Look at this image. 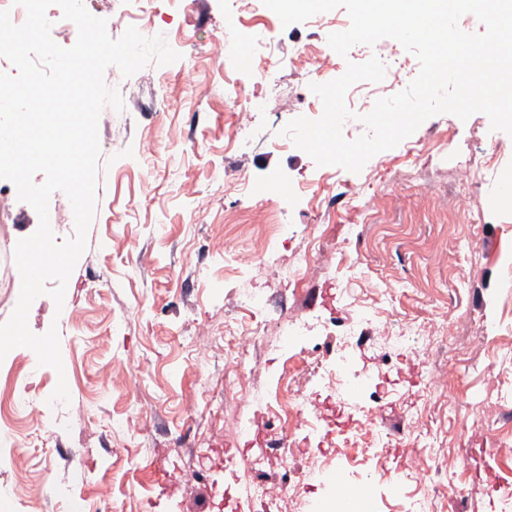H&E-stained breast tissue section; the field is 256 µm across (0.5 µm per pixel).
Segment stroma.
Masks as SVG:
<instances>
[{
	"mask_svg": "<svg viewBox=\"0 0 512 512\" xmlns=\"http://www.w3.org/2000/svg\"><path fill=\"white\" fill-rule=\"evenodd\" d=\"M119 38L128 27L147 37L164 34L178 61L149 63L130 78L109 67L105 80L122 94L123 111L106 109L98 124L100 155L97 209L87 248L67 284L64 305L46 295L31 305L32 332L57 326L68 368L69 403L51 402L58 382L48 366L28 365L19 347L0 361V393L25 406L17 438L21 449L0 447V493L8 512H68L57 487L72 486L86 512H228L226 498L239 497L260 482L279 481L284 471L268 448L247 447L224 428V378L240 375L253 393L237 400L236 412L267 433L280 434L267 404L288 399L342 346L355 356L348 392L376 409L378 428L391 434L390 462L370 490L371 512H407L417 488L401 468L402 433L414 408L427 411L433 451L468 449L467 494L455 504L447 478L435 479L437 512H501L487 472L512 476V447H501L493 429L471 428L488 384L486 374L506 371L496 394V417L512 421V356L489 347L483 336L512 338V136L490 128L487 115L467 120L438 114L396 147L373 156L360 172L324 168L297 147L281 149V130L293 119L323 113L310 95L312 76L297 55L301 46L328 49L330 24L315 20L282 25L269 10L242 14L235 30L228 17L235 0H84ZM273 34L275 66L267 80L255 79L242 57V35ZM378 56L402 84L418 74L417 58L400 43L383 39L357 45L355 63ZM279 83L282 97L272 110L253 113L254 137L238 151L224 133L237 120L236 88L262 94ZM449 134L448 152L417 154V142ZM476 177L470 207L476 224L458 214L448 196L459 159ZM273 182L304 187L302 196L281 201L232 190ZM380 192L372 216L355 209L357 189ZM208 195V214L196 211L194 192ZM8 219L0 241L33 234L38 216L9 193ZM283 207L294 239L271 244L267 214ZM320 241L319 272L292 288L288 266L305 247L307 229ZM224 242L226 253L199 255L203 241ZM344 249L349 262L337 264ZM359 301L391 313L393 320L427 313H457L456 343L466 353L460 376L447 393L430 392L429 367L417 353L378 346L369 336L345 337L344 284ZM268 297L267 324L293 318L309 323L305 348L284 346L276 335L237 366L224 350V332L249 322L239 306L242 293ZM137 363L139 391L124 381ZM111 369L107 385L97 382ZM262 465H254L256 456ZM350 449L327 450L310 443L291 457L303 478L302 496L311 512L335 500V475L364 485L373 463L355 464ZM325 461V473L310 467Z\"/></svg>",
	"mask_w": 512,
	"mask_h": 512,
	"instance_id": "35a3bbf8",
	"label": "stroma"
}]
</instances>
